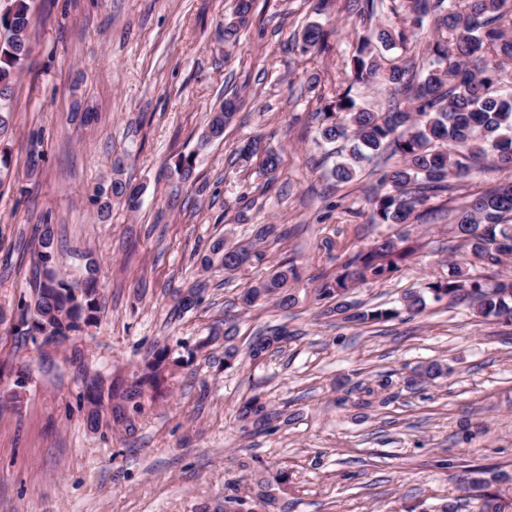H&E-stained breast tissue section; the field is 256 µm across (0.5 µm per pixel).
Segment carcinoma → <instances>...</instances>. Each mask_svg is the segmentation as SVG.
I'll use <instances>...</instances> for the list:
<instances>
[{
	"label": "carcinoma",
	"mask_w": 512,
	"mask_h": 512,
	"mask_svg": "<svg viewBox=\"0 0 512 512\" xmlns=\"http://www.w3.org/2000/svg\"><path fill=\"white\" fill-rule=\"evenodd\" d=\"M33 0H8L0 10V138L7 136L12 122V99L24 59L31 51L27 39L33 22ZM253 0H236V21L224 26V39L235 40L252 10ZM349 11L361 23L350 56L349 70L336 86L334 100L319 113V136L324 144L352 143L351 153L336 160L331 175L345 184L357 177L359 163L387 148L400 157L381 178L384 191L375 194L372 223L399 228L388 237H379L365 252L351 256L334 277L323 278L317 289L319 299L331 305L327 316L342 315L352 323L388 321L405 313L415 317L427 306V299L467 300L476 315L493 317L512 325V283L493 282L485 271L512 258V181L497 183L468 196L455 210L454 238L469 250L464 265H453L448 278L430 283L428 294L410 291L402 297L401 310H363L350 300V289L369 279L379 280L400 270L422 249L412 239L409 227L421 206L455 191L452 180L474 178L489 170L512 169V0H348ZM392 16L393 24L378 25L375 18ZM304 53L328 49L323 27L309 22L301 32ZM382 84L391 88L395 103L386 112H377L357 102L353 88ZM238 108L235 96L224 100L212 112L202 135L203 143L224 136ZM263 139H248L237 153L243 160L262 157L263 170L275 175L278 155L261 145ZM139 187L119 178L95 185L91 203L100 217L108 215L112 200L128 210L139 208ZM275 231L269 225L254 242L245 245L215 241L202 268L213 266L232 273L264 257L260 244ZM35 258L30 302L17 316L20 336H51L68 339L85 334L97 320L100 292L96 283L97 265L92 259L85 273L72 278L61 271L53 227L38 224L31 239L21 242ZM297 279L294 265L285 262L267 277L247 288L241 304L247 309L272 302L287 307L293 301L288 283ZM177 307L187 311L197 305L200 289L176 292ZM288 340L285 330L256 337L248 346L251 360L263 358L271 349ZM170 356L161 348L143 362L142 373L121 392V398L141 411V399L165 380ZM448 373L438 362L420 365L408 380L409 386L427 383ZM283 412L267 408L258 398L247 399L239 413L243 429L259 435L275 428ZM286 487L288 472L277 470L262 477L250 499L238 495L229 483L224 503L260 509L271 502L264 492L269 480Z\"/></svg>",
	"instance_id": "obj_1"
}]
</instances>
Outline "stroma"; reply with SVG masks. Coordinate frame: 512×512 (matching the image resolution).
<instances>
[{
  "mask_svg": "<svg viewBox=\"0 0 512 512\" xmlns=\"http://www.w3.org/2000/svg\"><path fill=\"white\" fill-rule=\"evenodd\" d=\"M315 3L254 0L228 41L235 0H36L0 184V393L16 373L27 377L18 407L0 410V512H222L225 484L248 492L264 465L290 475L287 489L271 487V512H479L488 496L512 512V326L445 301L366 324L323 314L319 274L393 229L369 221L380 171L337 186L318 143L317 114L359 25L346 0L319 13ZM312 20L328 31L329 52L301 53L297 34ZM232 92L233 122L201 145L209 112ZM256 136L281 157L275 177L259 160L233 161ZM188 154L196 161L183 180L175 165ZM117 161L142 187L141 206L113 205L103 221L89 193ZM46 222L63 246L62 271L78 276L87 257L97 260L101 309L88 333L39 350L15 329L33 268L18 242ZM267 224L279 236L262 261L231 276L202 269L215 239L245 244ZM412 234L425 246L410 262L353 289L363 309L400 307L404 292L462 263L447 211L416 221ZM285 261L299 273L291 307L237 306ZM197 283L201 303L178 311L176 291ZM228 311L238 328L229 366L223 341L208 339ZM274 328L287 330V343L250 360L252 336ZM163 347L175 364L161 393L117 424L103 409L91 427L90 379L128 385ZM428 361L447 364V377L408 387ZM384 380L396 400L369 403ZM253 395L287 422L243 432L240 404ZM477 470L493 478L479 496L469 489Z\"/></svg>",
  "mask_w": 512,
  "mask_h": 512,
  "instance_id": "stroma-1",
  "label": "stroma"
}]
</instances>
